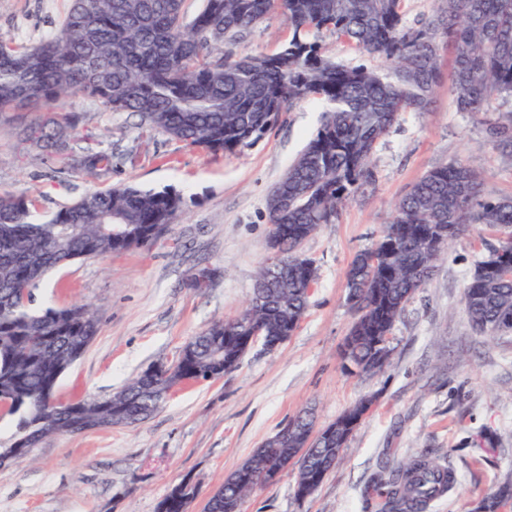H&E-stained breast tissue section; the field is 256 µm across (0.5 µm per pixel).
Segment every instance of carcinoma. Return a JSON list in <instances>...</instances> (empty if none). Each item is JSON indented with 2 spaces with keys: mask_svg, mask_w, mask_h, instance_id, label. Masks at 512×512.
<instances>
[{
  "mask_svg": "<svg viewBox=\"0 0 512 512\" xmlns=\"http://www.w3.org/2000/svg\"><path fill=\"white\" fill-rule=\"evenodd\" d=\"M402 0H202L186 21L184 0H71L60 29L27 47L0 36V120L24 108L56 112L72 93L97 99L114 112H131L142 128L211 153H234L259 143L282 112L313 99L326 105L319 127L268 194L288 270L265 283V264L254 285L265 302L249 300L235 324L217 321L192 337L171 374L151 369L105 398L61 405L59 379L98 335L100 317L90 304L33 309V288L51 270L143 246L166 231L183 210L176 191L131 184L85 192L34 223L37 199L0 192V399L12 433L0 441V468L24 461L31 449L56 434L129 427L152 416L185 381L216 379L238 368L243 339L253 326L267 336L293 335L318 279L315 261L297 253L321 225L374 178L378 141L404 112H427L443 80L441 53L448 49V91L458 112L485 126L489 141L512 161V0H437L434 14L417 27L404 25ZM279 14L292 38L277 53L214 55L234 44L270 14ZM343 38L383 59L391 73L328 58L314 33ZM47 156L71 172L94 178L112 170V154L69 146L77 119L50 116L31 126ZM508 231L464 284L462 302L473 327L495 338L512 326V198L488 195L480 167L470 159L440 163L396 203L378 242L359 253L347 272V300L354 318L346 337L343 369L373 374L381 343L389 339L406 305L472 226ZM367 397L327 425L328 436L308 442L312 413L285 425L288 440L268 443L224 479L216 512L286 471L279 462L306 448L298 460L296 496L312 495L342 459L354 430L370 409ZM453 477L435 459L420 455L389 469L384 512H425ZM198 494L184 481L171 486L157 512H181ZM486 512L512 505V478L483 499Z\"/></svg>",
  "mask_w": 512,
  "mask_h": 512,
  "instance_id": "cac0c4a2",
  "label": "carcinoma"
}]
</instances>
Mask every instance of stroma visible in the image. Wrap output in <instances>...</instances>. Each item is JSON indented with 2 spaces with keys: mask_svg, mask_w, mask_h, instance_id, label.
Listing matches in <instances>:
<instances>
[{
  "mask_svg": "<svg viewBox=\"0 0 512 512\" xmlns=\"http://www.w3.org/2000/svg\"><path fill=\"white\" fill-rule=\"evenodd\" d=\"M69 7L70 0H0V35L36 44L61 27ZM290 37L274 14L235 50L272 55ZM61 108L78 118L74 147L111 152V172L94 180L37 160L25 131L46 114L23 110L0 123V190L37 197L40 216L87 189L128 182L171 188L185 200L170 231L152 244L71 263L38 286L36 307L88 302L100 312L96 339L56 388L57 399L68 403L112 395L242 309L271 254L267 196L317 129L324 106L295 104L258 144L232 154L142 132L138 116L81 94ZM473 153L485 191L512 197V162L475 118L456 110L447 87L439 88L432 111L401 114L376 147L373 182L335 223L305 241L319 278L286 343L272 352L251 349L220 379L180 385L140 426L44 439L25 462L0 468V512H156L186 476L200 487L190 512H202L205 497L300 410H312L321 428L366 395L373 405L344 460L312 495L296 498L289 470L245 498L240 512H382L387 469L422 453L455 477L429 512H475L512 475V332L491 339L476 331L462 292L502 231L478 228L439 262L397 320L384 372L350 375L341 358L353 320L346 272L354 257L380 238L394 202L412 183L439 163ZM201 269L211 279L198 289L192 276ZM486 433L497 444L484 443Z\"/></svg>",
  "mask_w": 512,
  "mask_h": 512,
  "instance_id": "obj_1",
  "label": "stroma"
}]
</instances>
